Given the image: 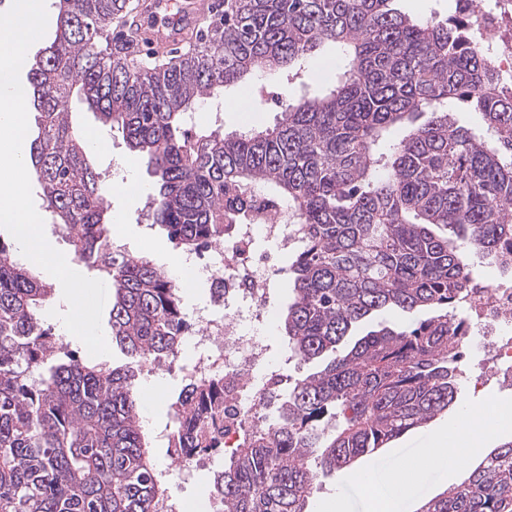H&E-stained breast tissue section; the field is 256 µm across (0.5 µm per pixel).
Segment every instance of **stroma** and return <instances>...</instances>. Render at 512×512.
<instances>
[{"instance_id":"obj_1","label":"stroma","mask_w":512,"mask_h":512,"mask_svg":"<svg viewBox=\"0 0 512 512\" xmlns=\"http://www.w3.org/2000/svg\"><path fill=\"white\" fill-rule=\"evenodd\" d=\"M336 48L324 45L311 53L302 65V72L293 79L288 87H281L278 79L271 75L260 74L241 85L226 87L220 93L217 104L201 107L192 116L194 124L211 127L221 126L225 132H238L244 129H259L273 125L278 109L271 102V95L280 89H287L289 95L299 96L303 91L319 92L332 81L336 72ZM68 110L74 122L84 131L101 132L107 141L108 149L102 153H92L90 162L98 173L100 180H107L120 162L129 158L130 152L123 140L121 131L103 127L92 112H89L77 99H70ZM136 177L142 186L141 192L131 198L113 196V211L121 212L122 221L126 224L128 244L139 256H148L154 245H162L169 252H176V245L170 241L166 233L152 226L151 216L147 207L150 199L156 195L157 179L148 172L146 165H138ZM462 397L460 407L450 408L448 413L437 416L431 424L408 432L387 448L376 452L375 458L380 461L383 469L396 465L414 463L418 449L428 447L436 427L452 422L461 409L480 410L483 415V427H492L495 417L493 409L498 405L512 408V391L500 389L491 384L479 394L473 393L469 383H461ZM341 504L344 512H368L369 506L358 483L349 480L346 472L321 477L316 480L313 491L308 499V512H326L329 505Z\"/></svg>"}]
</instances>
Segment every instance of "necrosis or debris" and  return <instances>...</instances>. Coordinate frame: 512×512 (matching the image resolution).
I'll use <instances>...</instances> for the list:
<instances>
[{
    "instance_id": "necrosis-or-debris-1",
    "label": "necrosis or debris",
    "mask_w": 512,
    "mask_h": 512,
    "mask_svg": "<svg viewBox=\"0 0 512 512\" xmlns=\"http://www.w3.org/2000/svg\"><path fill=\"white\" fill-rule=\"evenodd\" d=\"M457 7L472 21V46L494 67L501 92L512 96V0H457ZM261 240L266 248H258ZM304 241L302 225L279 200L245 223L227 226L223 243L208 254L186 257L215 290L209 306L193 312L194 329L183 340L195 358L181 368L152 358L143 370L149 375L162 368L178 371L186 382L223 378L227 417L219 447H235L244 431L263 423L266 389L283 378L284 365L293 361L288 352L273 354L268 338L246 333L245 325L265 320L286 276L279 258L300 250ZM457 309L466 327L461 354H477L482 366L471 380L473 387L494 381L512 388V276L491 284L467 280Z\"/></svg>"
}]
</instances>
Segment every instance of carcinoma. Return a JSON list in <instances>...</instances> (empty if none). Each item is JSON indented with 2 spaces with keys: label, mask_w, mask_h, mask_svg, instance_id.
Wrapping results in <instances>:
<instances>
[{
  "label": "carcinoma",
  "mask_w": 512,
  "mask_h": 512,
  "mask_svg": "<svg viewBox=\"0 0 512 512\" xmlns=\"http://www.w3.org/2000/svg\"><path fill=\"white\" fill-rule=\"evenodd\" d=\"M395 0H224L220 26L168 66L142 64L121 30L127 0H53L49 45L27 58L39 114L28 164L74 258L112 279V341L129 366L92 364L52 328V285L0 242V512H160L170 493L142 425L138 365L181 348L180 288L150 260L108 244L105 187L66 103L75 96L119 128L160 178L152 223L186 252L224 242L237 221L227 192L256 189L294 209L306 245L288 266L287 349L318 367L268 401L275 430L244 435L213 474L215 512H306L318 476L362 461L458 401L457 336L448 318L469 253L500 267L512 244V98L469 43L464 21L416 20ZM332 44L336 81L281 101L273 127L192 130L187 116L254 72L298 75ZM480 113L460 125L455 103ZM408 129L385 146L394 126ZM414 316L383 322L384 311ZM45 366L35 378L32 367ZM224 384L184 385L188 417L176 463L215 448L202 419ZM416 512H512V440L487 449L459 483Z\"/></svg>",
  "instance_id": "1"
}]
</instances>
